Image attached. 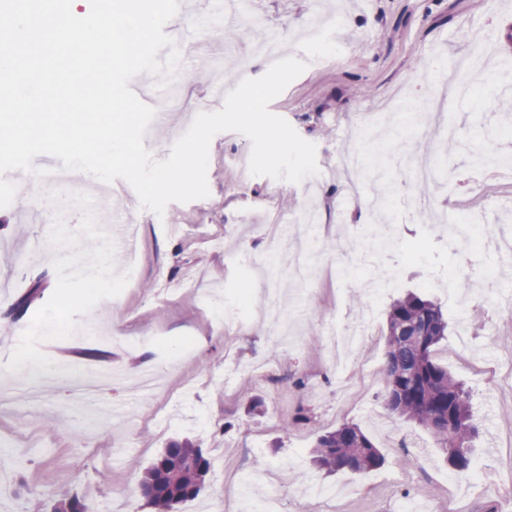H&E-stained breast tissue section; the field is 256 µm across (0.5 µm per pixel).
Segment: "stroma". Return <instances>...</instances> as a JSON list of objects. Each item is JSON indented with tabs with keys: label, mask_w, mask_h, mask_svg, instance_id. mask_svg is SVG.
I'll return each instance as SVG.
<instances>
[{
	"label": "stroma",
	"mask_w": 512,
	"mask_h": 512,
	"mask_svg": "<svg viewBox=\"0 0 512 512\" xmlns=\"http://www.w3.org/2000/svg\"><path fill=\"white\" fill-rule=\"evenodd\" d=\"M223 2L218 16L213 0H181L166 25L195 47L181 76L192 103L149 127L150 152L166 159L199 113L217 110L204 90L237 68L258 18L282 35L286 55L308 64L269 109L316 145L319 182L251 175L249 139L219 133L209 147L207 198L170 203L159 216L119 179L97 203L107 220L128 213L131 253L102 250L79 224L56 236L27 209L49 207L50 197L18 184L13 203L0 208V512H31L37 501L73 494L94 512H145L144 468L185 439L203 448L211 470L205 491L179 512H262L271 495L279 512H512V310L485 297L483 255L473 244L449 246L441 216L493 203L494 221L473 224V236L489 229L512 238V179L477 160L490 149L512 153V96L479 78V109L459 108L451 97L428 112L429 127H456L450 152L440 134L414 135L407 112L380 139L358 135L397 95H441L472 29L489 30L495 60L512 64V0ZM433 60L439 68H430ZM354 148L364 170L352 202L339 159ZM420 163L435 166L438 179L386 196L390 251L347 266L333 245L340 220L366 233L369 200ZM424 192L437 212L422 218L404 199ZM310 201L321 217L307 239L313 279L291 277L285 248L270 266L248 267L247 258L269 250L279 227ZM82 257L101 278L92 298L75 264ZM453 277L467 279L471 293L449 299ZM35 282L40 297L17 316L14 302ZM269 284L283 293L277 326L249 315L251 299ZM410 292L441 308L448 335L438 360L470 392L478 432L466 443L462 475L421 425L384 409L387 315ZM368 305L367 336L333 365L326 324L356 329ZM60 348L73 352L71 373L104 379L116 366L123 376L80 401L69 375L38 380L17 362L29 353L53 364ZM145 371L157 379L149 395L133 381ZM345 423L370 437L383 466L330 476L312 468L318 437Z\"/></svg>",
	"instance_id": "35a3bbf8"
}]
</instances>
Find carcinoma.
<instances>
[{"mask_svg": "<svg viewBox=\"0 0 512 512\" xmlns=\"http://www.w3.org/2000/svg\"><path fill=\"white\" fill-rule=\"evenodd\" d=\"M448 335L441 309L416 293L396 300L387 317L385 409L388 415L417 422L432 434L459 472L469 468L464 441L475 434L470 394L448 368L437 363L435 348ZM327 473L364 472L381 467L384 456L356 424H344L319 437L313 459ZM210 462L189 440L174 442L145 468L143 496L153 512H177L178 505L201 494ZM52 512H93L77 495L52 506Z\"/></svg>", "mask_w": 512, "mask_h": 512, "instance_id": "cac0c4a2", "label": "carcinoma"}]
</instances>
